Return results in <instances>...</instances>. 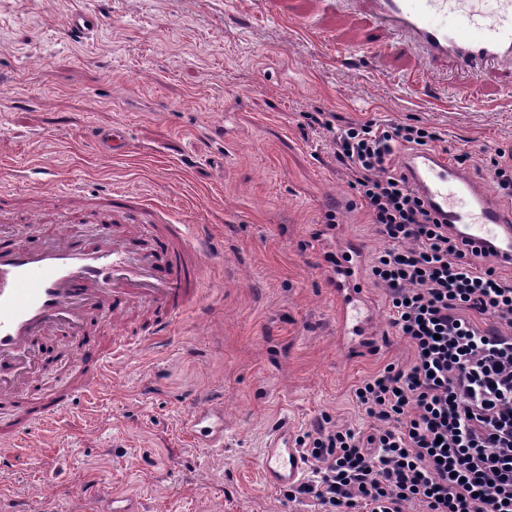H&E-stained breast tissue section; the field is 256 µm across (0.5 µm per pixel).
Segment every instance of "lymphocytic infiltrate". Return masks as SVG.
I'll use <instances>...</instances> for the list:
<instances>
[{
  "mask_svg": "<svg viewBox=\"0 0 512 512\" xmlns=\"http://www.w3.org/2000/svg\"><path fill=\"white\" fill-rule=\"evenodd\" d=\"M331 149L386 243L368 275L389 325L413 350L353 390L368 426L322 419L302 437L308 477L285 492L315 512H512V277L427 209L397 150L440 142L433 128L372 120L335 129Z\"/></svg>",
  "mask_w": 512,
  "mask_h": 512,
  "instance_id": "f902f5d3",
  "label": "lymphocytic infiltrate"
}]
</instances>
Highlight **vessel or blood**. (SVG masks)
<instances>
[{"label": "vessel or blood", "mask_w": 512, "mask_h": 512, "mask_svg": "<svg viewBox=\"0 0 512 512\" xmlns=\"http://www.w3.org/2000/svg\"><path fill=\"white\" fill-rule=\"evenodd\" d=\"M374 21L376 35L351 55L402 48L398 36L418 48L426 62L462 69L483 80L486 66L512 80V0H336ZM99 15L72 14L69 37L83 38L101 28ZM405 41V42H406ZM102 152H125L127 137L117 128L98 136ZM404 168L410 183L429 210L470 247L498 251L512 267V211L492 204L485 191L444 157L419 150L408 154ZM133 196L114 191L108 210L121 213L119 226L96 239L77 238L62 227L41 241L0 240V399L28 383L42 344L63 333L76 341L89 338L87 320L111 308V344L99 356L84 361L76 383L51 395L34 392L23 402L0 409L8 428L0 438L20 441L57 422L79 394L95 390L109 363L131 350L169 335L177 319L196 302L204 248L192 242L186 225L168 223L160 209L136 208ZM355 268L331 275L336 294V330L344 352L374 311L364 296H352ZM183 428L212 448L224 445V409L192 400ZM267 485H294L306 461L288 426L268 439L259 459ZM101 512H139L135 496L99 490Z\"/></svg>", "instance_id": "vessel-or-blood-1"}]
</instances>
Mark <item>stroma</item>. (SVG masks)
<instances>
[{"label":"stroma","instance_id":"obj_1","mask_svg":"<svg viewBox=\"0 0 512 512\" xmlns=\"http://www.w3.org/2000/svg\"><path fill=\"white\" fill-rule=\"evenodd\" d=\"M78 11L104 23L73 41L66 21ZM372 28L333 0H0V182L16 188L0 237L40 240L63 214L84 234L97 202L125 189L207 242L198 305L169 340L113 362L54 425L0 448L1 504L98 512L106 484L136 493L143 512H307L264 483L256 462L269 436L283 423L302 435L324 415L366 427L355 385L413 356L391 332L385 289L366 279L377 348L353 358L336 346L315 235L332 212L367 255L385 242L329 133L303 126V113L434 127L448 157L466 155V174L512 209L488 171L512 149V92L416 53L337 61L338 46ZM412 71L424 74L413 90ZM112 126L130 141L125 156L99 152L95 135ZM201 394L224 402L223 447L181 428Z\"/></svg>","mask_w":512,"mask_h":512}]
</instances>
